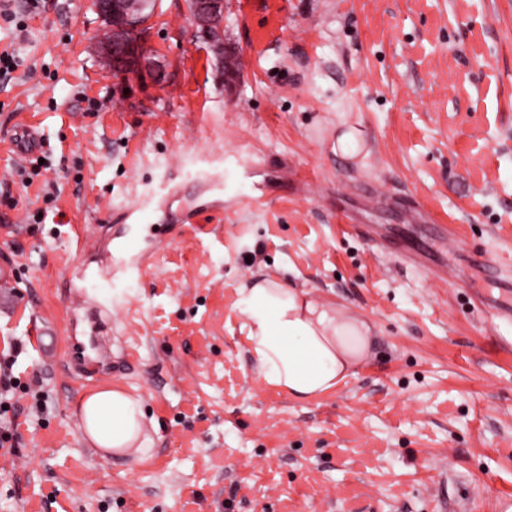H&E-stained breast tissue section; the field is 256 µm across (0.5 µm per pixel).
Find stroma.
Masks as SVG:
<instances>
[{"label": "stroma", "mask_w": 512, "mask_h": 512, "mask_svg": "<svg viewBox=\"0 0 512 512\" xmlns=\"http://www.w3.org/2000/svg\"><path fill=\"white\" fill-rule=\"evenodd\" d=\"M9 9L0 357L19 446L0 450V512H503L512 320L479 264L512 282V0H225L219 55L187 0H156L149 64L124 77L93 0ZM24 129L57 164L28 187ZM143 199L169 243L143 276L114 272L121 369L89 375L65 356L85 315L70 274ZM261 273L373 321L344 387L299 401L259 381L235 302ZM106 386L142 397L146 460L85 438L79 403Z\"/></svg>", "instance_id": "1"}]
</instances>
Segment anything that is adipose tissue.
Masks as SVG:
<instances>
[{"instance_id":"ef3b65f1","label":"adipose tissue","mask_w":512,"mask_h":512,"mask_svg":"<svg viewBox=\"0 0 512 512\" xmlns=\"http://www.w3.org/2000/svg\"><path fill=\"white\" fill-rule=\"evenodd\" d=\"M236 310L258 378L298 400L335 391L357 376L370 356L373 322L337 299L315 300L306 288L263 276L237 290ZM83 428L92 443L118 455H147L140 396L98 389L81 402Z\"/></svg>"}]
</instances>
